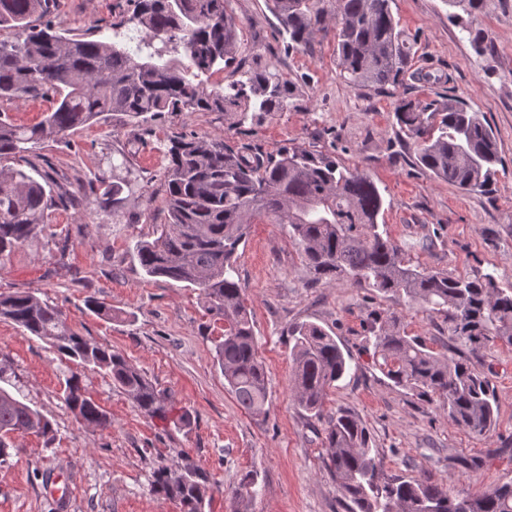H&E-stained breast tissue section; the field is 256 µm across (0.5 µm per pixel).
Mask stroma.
<instances>
[{"instance_id": "1", "label": "stroma", "mask_w": 512, "mask_h": 512, "mask_svg": "<svg viewBox=\"0 0 512 512\" xmlns=\"http://www.w3.org/2000/svg\"><path fill=\"white\" fill-rule=\"evenodd\" d=\"M130 7L129 0H50L43 17L91 34L123 20ZM228 9L247 21L246 62L293 80L297 108L240 128L220 112H165L143 123L109 112L65 139H46L35 162L54 189L102 177L131 185L117 205L90 195L54 209L50 223L0 264V292L31 291L58 306L82 336L122 354L193 422L183 428L145 416L105 373L77 369L45 341L0 320V388L54 429L49 441L16 437L17 453L0 463V512H180L150 486L158 467L186 460L214 489L206 512H234L249 473L257 490L250 512H347L324 464L326 424L292 400L288 329L297 321L320 324L350 354V373L329 389L325 409L357 413L388 472L423 469L452 491L512 481V349L491 345L472 361L491 370L500 408L495 430L474 435L441 405L393 387L365 352L367 315L390 309L411 335L450 353L442 318L343 280L312 282L281 226L259 221L238 262L268 375L266 412L257 418L224 387L198 289L146 276L133 257L136 242L152 238L165 220L169 140L193 134L260 154L304 147L363 169L384 194L391 237L413 262L454 274L493 270L512 283V0H488L484 13L459 22L449 19L444 0H394L412 47L410 69L424 78L411 74L383 91L339 78L334 29L317 32L314 54H289L266 0H228ZM465 24L487 33L490 52L474 51L461 33ZM451 93L484 112L497 134L501 166L489 191L466 193L420 170L394 122L399 100ZM91 297L111 305L117 319L90 312ZM75 370L109 414V428L87 427L67 409L65 381Z\"/></svg>"}]
</instances>
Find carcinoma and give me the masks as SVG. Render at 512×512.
<instances>
[{
  "label": "carcinoma",
  "instance_id": "carcinoma-1",
  "mask_svg": "<svg viewBox=\"0 0 512 512\" xmlns=\"http://www.w3.org/2000/svg\"><path fill=\"white\" fill-rule=\"evenodd\" d=\"M227 0H133L129 18L112 25V37L65 36L32 18L49 0H0V102L50 99L53 106L34 124L0 119V261L37 235L48 211L94 188L80 185L58 195L40 181L33 148L48 137L67 138L107 112L130 118L162 112H225L233 125L261 122L294 105L297 87L282 73L247 69L222 89L204 77L242 59L243 22ZM288 36L286 49L304 53L326 28L323 0H269ZM455 18L482 11L486 0H444ZM336 67L344 81L383 89L402 83L411 48L395 21L391 0H336ZM145 30L137 55L122 42L120 29ZM473 49L488 51L487 34L465 26ZM184 53L185 59L177 54ZM400 130L416 146L419 166L466 192L483 191L501 164L497 138L483 113L463 99L401 102L393 112ZM166 168V223L152 240H139L135 254L149 277L166 278L200 290L215 335L213 361L237 405L253 416L265 413L267 370L259 355L245 291L237 275L238 252L250 224L266 218L288 229L303 264L316 281L345 280L371 288L448 323V335L469 356L435 353L409 335L389 311H373L366 324L365 350L394 384L418 399L438 401L448 417L470 433L492 430L499 407L491 375L476 371L470 357L489 344L512 347V284L492 273L455 275L405 257L380 222L382 193L366 171L334 157L286 147L262 155L224 141L195 135L170 139ZM16 166H11V163ZM0 319L48 342L60 357L101 369L133 404L165 420L170 398L125 358L81 336L55 305L31 292L0 293ZM294 365V404L307 417L323 420L327 467L349 512H512V481L486 490L454 493L425 471L402 476L385 470L369 432L353 411L325 412L329 388L350 370V356L315 322L288 330ZM67 408L86 426L106 429L107 412L86 395L81 376L65 382ZM53 434L39 411L0 388V463L11 456L14 436ZM255 478H243L240 512H248ZM152 492L180 505V512H205L213 488L189 461L163 467Z\"/></svg>",
  "mask_w": 512,
  "mask_h": 512
}]
</instances>
